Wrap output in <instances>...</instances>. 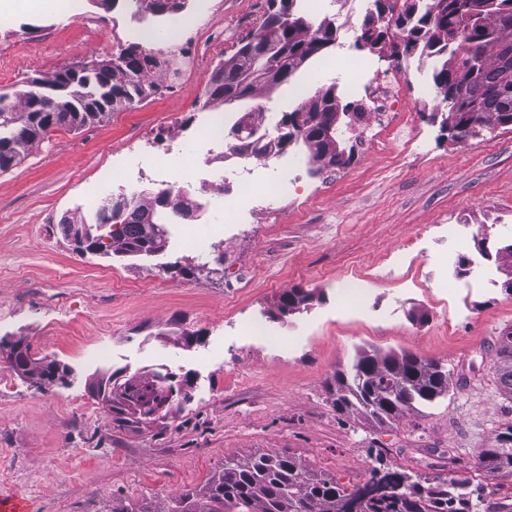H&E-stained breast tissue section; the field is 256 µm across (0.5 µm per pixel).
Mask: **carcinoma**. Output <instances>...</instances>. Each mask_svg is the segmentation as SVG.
Returning <instances> with one entry per match:
<instances>
[{
  "label": "carcinoma",
  "mask_w": 512,
  "mask_h": 512,
  "mask_svg": "<svg viewBox=\"0 0 512 512\" xmlns=\"http://www.w3.org/2000/svg\"><path fill=\"white\" fill-rule=\"evenodd\" d=\"M131 18L144 21L159 17L158 0H126ZM304 0H268V13L255 34L242 39L236 53L224 61L213 75L218 84L208 90V101L221 104L231 92L240 99L260 89L247 83L249 63H264L283 52L279 83L291 81L311 58L335 41L332 22L322 20L317 28L302 15ZM395 26L404 29L406 53L421 49L437 58L432 79L438 90L462 87L468 107H456L443 95L448 116L442 127L453 137L465 140L474 124L486 129L512 127V70H503L498 58L505 43L512 44V0H448V8L438 11L437 0H426L397 14ZM371 49L385 40V32L365 25L360 37ZM158 65L157 57L140 43L129 42L112 55L108 70L66 68L48 78L24 82L15 93L20 109L0 105V171L16 165L30 145L57 128L74 129L117 107H132L150 95L147 75ZM11 96L0 93V102ZM336 83L320 89L308 105L283 114L280 125L295 123L306 116V133L282 146L302 147L312 161L331 154L340 159L338 138H322L326 128L338 129L340 115L348 108L338 105ZM180 210L171 191L160 190L134 201L119 195L109 198L95 213L90 229L101 239L105 253L118 256L153 257L162 253L168 241L155 248L147 241V228H166L167 220ZM496 376L499 388L512 396V331L498 337ZM10 367L32 382H53L43 359L5 354ZM112 378L99 383L112 389V422L120 428L140 427L156 422L132 417L126 410L134 396L111 385ZM449 391V372L443 365L411 352L384 355L359 354L350 371L336 373V411L360 409L379 423L392 422L420 406H428ZM476 467L494 479L512 474V424L496 431L490 447L477 456ZM381 485L380 494L362 504L360 512H480L482 501L469 491L467 477L453 481L414 478L398 471L384 474L375 470L365 484ZM361 486L347 488L336 479L313 473L299 458L282 453H263L244 462H227L224 470L204 487L182 494L168 512H336L339 502L354 501Z\"/></svg>",
  "instance_id": "obj_1"
}]
</instances>
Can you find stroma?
<instances>
[{
    "mask_svg": "<svg viewBox=\"0 0 512 512\" xmlns=\"http://www.w3.org/2000/svg\"><path fill=\"white\" fill-rule=\"evenodd\" d=\"M14 4L11 28L26 49L13 52L0 37V92L7 94L25 79L110 58L123 40L159 53L180 20L184 34H198L200 52L220 36L229 56L259 30L267 10V0H188L181 11L137 23L123 0L108 10L94 0H68L56 10L40 0ZM366 16L359 10L350 27H337L335 46L290 83L261 92L258 104L291 112L295 89L311 96L347 83L345 57L376 60L378 51L353 37ZM212 75L191 72L178 91L165 85L135 107L51 132L0 172V337L22 340L32 355L72 371L64 385L37 388L14 373L0 388V453L9 471L0 495L24 497L29 512H111L142 503L167 512L171 499L203 487L225 461L276 450L345 486L365 482L379 466L433 480L467 477L481 512H512V478L492 480L475 468L481 449L512 422V397L495 378L497 338L512 329L505 288L512 265L496 256L512 244V128L453 139L437 118L445 105L436 94L411 115L424 145L403 164L356 152L346 172L325 167L314 176L306 151L289 150L303 186L318 188V196L250 217L248 230L229 242V265H221V252L205 263L175 246L150 258L78 255L59 227L63 214H91L96 203L86 186L108 173L121 178L129 150L149 149L152 139L176 138L194 154L209 120L203 103ZM253 206L240 198L228 210L223 194L211 192L183 229L220 242L236 214ZM430 224H459L467 233L459 245L420 237ZM415 238L425 270L438 275L487 249L491 282L460 274L444 297L380 281L370 295L348 296L352 316H337L341 284L357 270L381 269ZM237 269L256 277L238 295L230 286ZM294 288L309 301L281 311V295ZM233 304L262 318L271 336L225 352L224 318ZM361 350L439 362L451 375L450 391L384 425L336 413L328 384ZM161 365L192 381L186 402L139 429L101 418L99 379Z\"/></svg>",
    "mask_w": 512,
    "mask_h": 512,
    "instance_id": "obj_1",
    "label": "stroma"
}]
</instances>
